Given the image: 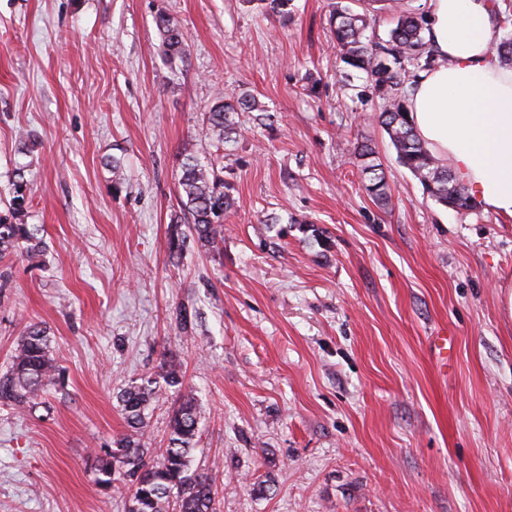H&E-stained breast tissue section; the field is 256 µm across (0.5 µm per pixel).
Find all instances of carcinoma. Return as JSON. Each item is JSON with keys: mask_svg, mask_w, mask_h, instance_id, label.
I'll return each mask as SVG.
<instances>
[{"mask_svg": "<svg viewBox=\"0 0 512 512\" xmlns=\"http://www.w3.org/2000/svg\"><path fill=\"white\" fill-rule=\"evenodd\" d=\"M255 10L291 17L292 0H243ZM388 8L396 16V24L383 40L368 33L370 19L346 5H335L330 26L336 40V52L343 63L342 78L350 80L355 72H363L382 100L378 121L394 146L398 161L419 180L424 191L442 205L453 208L469 206L464 185L452 176L418 137L409 116L404 84L409 67H429L436 62L424 36L422 21L405 0H390ZM502 37L496 56L505 67L512 68V10H497ZM155 25L169 64L183 58L187 38L180 26L167 13L155 17ZM261 112L271 118L266 106L246 92H224L214 98L204 113L208 133L216 146L233 141L240 129L241 112ZM362 160L361 172L367 192L380 205L387 207L391 192L380 165L374 163L373 150L367 144L356 147ZM26 183L14 184L11 203L14 222H0V260L21 255L34 259L39 255L36 233L21 222L26 211ZM178 191L182 212L191 216V228L198 244L215 246L224 240V218L233 206L229 187L224 182V168L218 158L203 157L195 144L188 141L180 151ZM168 239L171 257L179 258L189 247L188 236L173 218ZM63 373L50 350L46 328L33 322L24 327L13 354L11 370L0 376V404L26 411L48 390L62 384ZM183 389L184 375L172 360L159 363L156 371L141 382H133L117 393V401L131 433L102 449L97 457L94 482L107 492L120 483L129 492L127 512H215L216 477L191 468L197 444L201 407L194 391L184 389L178 407L169 421L167 447L159 449L161 461L142 439L147 431L146 410L162 386Z\"/></svg>", "mask_w": 512, "mask_h": 512, "instance_id": "cac0c4a2", "label": "carcinoma"}]
</instances>
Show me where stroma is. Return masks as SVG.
Here are the masks:
<instances>
[{
  "label": "stroma",
  "mask_w": 512,
  "mask_h": 512,
  "mask_svg": "<svg viewBox=\"0 0 512 512\" xmlns=\"http://www.w3.org/2000/svg\"><path fill=\"white\" fill-rule=\"evenodd\" d=\"M331 3L284 22L242 0H0V217L23 173L43 243L0 263V374L30 322L66 372L36 410L0 406V512H126L95 456L165 356L201 405L217 512H512V219L441 205L398 162L366 80L340 82ZM161 10L189 44L173 67ZM232 89L271 124L241 113L224 148L223 243L170 258L180 148L212 152L203 114ZM357 157L362 160L361 172L364 174L367 184L365 188L367 192L380 205L387 207L391 202V192L385 180L383 172L380 171V164L374 163L373 150L367 144H358L355 148ZM370 159L369 161H367Z\"/></svg>",
  "instance_id": "1"
}]
</instances>
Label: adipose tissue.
I'll list each match as a JSON object with an SVG mask.
<instances>
[{"mask_svg": "<svg viewBox=\"0 0 512 512\" xmlns=\"http://www.w3.org/2000/svg\"><path fill=\"white\" fill-rule=\"evenodd\" d=\"M439 60L410 90L416 132L485 209L512 218V68L498 66L501 32L490 0H428Z\"/></svg>", "mask_w": 512, "mask_h": 512, "instance_id": "adipose-tissue-1", "label": "adipose tissue"}]
</instances>
